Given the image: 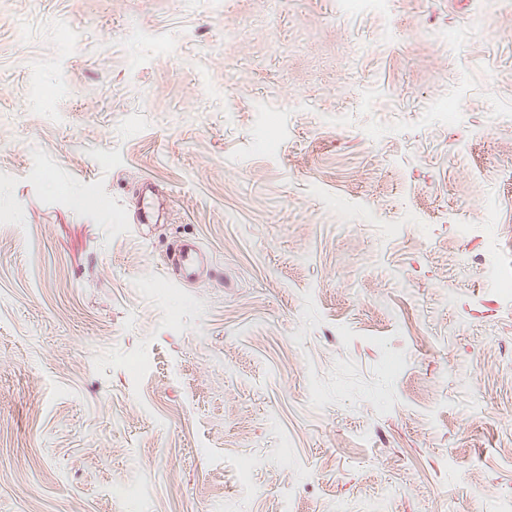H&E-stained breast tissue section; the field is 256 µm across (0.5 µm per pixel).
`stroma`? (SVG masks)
<instances>
[{"mask_svg": "<svg viewBox=\"0 0 512 512\" xmlns=\"http://www.w3.org/2000/svg\"><path fill=\"white\" fill-rule=\"evenodd\" d=\"M510 142L512 0H0V512H512ZM200 256V249L194 242L185 241L180 245L174 255V262L181 279L190 280L195 276Z\"/></svg>", "mask_w": 512, "mask_h": 512, "instance_id": "obj_1", "label": "stroma"}]
</instances>
